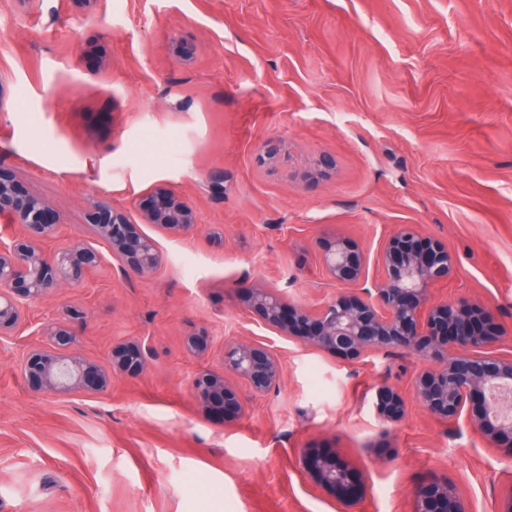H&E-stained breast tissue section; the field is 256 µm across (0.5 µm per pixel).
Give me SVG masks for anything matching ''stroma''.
I'll list each match as a JSON object with an SVG mask.
<instances>
[{
    "label": "stroma",
    "instance_id": "stroma-1",
    "mask_svg": "<svg viewBox=\"0 0 512 512\" xmlns=\"http://www.w3.org/2000/svg\"><path fill=\"white\" fill-rule=\"evenodd\" d=\"M0 173L54 209L49 252L92 201L134 218L159 183L197 218L182 238L144 225L152 276L124 278L100 242L82 286L27 302L35 324L83 312L78 348L99 362L149 346L106 391H36L17 365L40 336L0 338V512H337L304 467L323 452L363 486L352 512H412L435 478L497 512L512 457L412 399L419 359L312 349L245 297L261 281L318 308L343 291L322 241L355 239L373 279L382 240L414 224L458 258L433 302L491 307L512 352V0H0ZM228 340L283 364L229 423L192 392ZM383 384L409 398L401 421L369 406ZM149 358V347L140 341L121 342L112 347V373L142 369Z\"/></svg>",
    "mask_w": 512,
    "mask_h": 512
}]
</instances>
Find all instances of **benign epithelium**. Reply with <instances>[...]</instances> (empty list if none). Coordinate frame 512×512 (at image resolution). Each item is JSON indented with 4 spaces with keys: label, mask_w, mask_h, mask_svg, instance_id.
<instances>
[{
    "label": "benign epithelium",
    "mask_w": 512,
    "mask_h": 512,
    "mask_svg": "<svg viewBox=\"0 0 512 512\" xmlns=\"http://www.w3.org/2000/svg\"><path fill=\"white\" fill-rule=\"evenodd\" d=\"M20 225V234L0 244V337L12 336L29 325L22 300L34 301L54 293L61 284L79 285L99 266L93 246L105 240L122 274L143 278L163 263L158 242L143 232L151 224L171 237L188 234L196 225L195 212L164 184H158L140 209V222L104 202L93 205L88 233L76 234L72 245L46 254L41 244L59 227L52 209L42 199L17 192L14 179L0 175V217ZM381 274L367 283L366 261L359 245L334 237L320 246V263L327 278L352 289L316 309L288 301L275 288L258 283L245 303L262 316L280 336L296 338L306 346L356 360L372 354L402 350L413 354L425 368L417 374L413 394L433 417L452 422L467 414L473 431L492 447L512 457V415L494 407V391H512V353L497 354L494 347L503 331L488 329V309L451 303L434 304L430 290L451 279L456 260L440 241L401 226L380 246ZM44 344L21 359L19 371L37 391L53 395L102 392L112 374L143 368L149 348L140 341L112 347V370L77 352V337L67 320L51 321L37 329ZM224 372H203L193 380L197 399L224 419L241 417L246 401L227 380H243L253 395L275 387L282 364L269 348L240 341L224 343ZM370 406L385 421L405 414L403 396L388 385L374 389ZM314 483L335 493L338 512H351L361 494L350 468L336 455L305 458ZM414 512H467L456 490L446 480H433L415 491Z\"/></svg>",
    "instance_id": "7a95c632"
}]
</instances>
